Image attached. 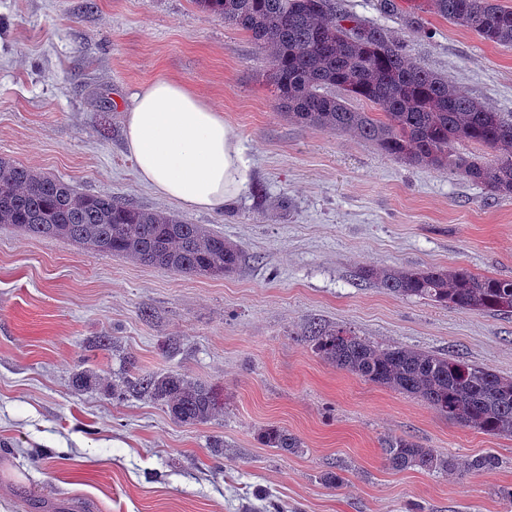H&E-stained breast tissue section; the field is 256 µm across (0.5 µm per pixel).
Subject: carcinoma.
<instances>
[{"mask_svg": "<svg viewBox=\"0 0 512 512\" xmlns=\"http://www.w3.org/2000/svg\"><path fill=\"white\" fill-rule=\"evenodd\" d=\"M224 17L267 53L268 81L278 108L300 124L349 132L411 165L449 168L493 196L512 195V117L470 97L448 78L420 66L400 39L347 13L343 0H194ZM428 9L497 45H512V8L499 0H427ZM358 99L368 111L352 108ZM458 142L494 152L482 162L450 151ZM0 224L29 235L67 239L101 256H123L173 272L222 278L241 262L237 246L204 224L142 208L111 195H91L0 157ZM362 278L402 297L459 310L512 313V279L463 269L362 271ZM313 349L323 359L366 381L414 395L441 415L490 435L512 436V378L448 355L408 347L381 349L340 326L311 325ZM129 370L112 384V397H144L178 423H204L222 408L213 387L177 371ZM100 375L75 373V390L92 389ZM263 445L284 452L301 440L276 427ZM397 471L453 470L464 477L498 464L491 455L444 458L407 438L383 448Z\"/></svg>", "mask_w": 512, "mask_h": 512, "instance_id": "cac0c4a2", "label": "carcinoma"}]
</instances>
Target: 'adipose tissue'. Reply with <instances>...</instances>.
<instances>
[{
  "label": "adipose tissue",
  "mask_w": 512,
  "mask_h": 512,
  "mask_svg": "<svg viewBox=\"0 0 512 512\" xmlns=\"http://www.w3.org/2000/svg\"><path fill=\"white\" fill-rule=\"evenodd\" d=\"M126 146L141 180L184 207L216 211L248 180L245 148L233 128L185 83L145 85L123 115Z\"/></svg>",
  "instance_id": "ef3b65f1"
}]
</instances>
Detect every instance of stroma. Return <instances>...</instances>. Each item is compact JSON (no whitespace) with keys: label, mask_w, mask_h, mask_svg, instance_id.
<instances>
[{"label":"stroma","mask_w":512,"mask_h":512,"mask_svg":"<svg viewBox=\"0 0 512 512\" xmlns=\"http://www.w3.org/2000/svg\"><path fill=\"white\" fill-rule=\"evenodd\" d=\"M344 2L425 68L512 113V47L430 13L425 0H398L396 15L377 0ZM409 14L427 34L406 26ZM266 67L246 33L194 0H0V157L207 225L243 252L234 273L213 279L0 226V512H264L268 498L285 512H512L500 496L512 488V437L336 368L307 336L311 324L339 325L382 348L512 377V315L402 298L359 277L436 268L512 278V196L289 120ZM162 76L221 110L245 146L248 183L223 210L184 208L139 179L123 113ZM90 336L111 343L89 357ZM165 336L181 343L174 357L158 349ZM128 353L140 371L215 386L223 412L188 426L149 400L113 399ZM87 367L102 381L75 391ZM270 426L301 448L263 446ZM215 435L223 453L208 446ZM395 437L499 464L465 478L395 471L382 451ZM329 470L339 487L325 485Z\"/></svg>","instance_id":"35a3bbf8"}]
</instances>
